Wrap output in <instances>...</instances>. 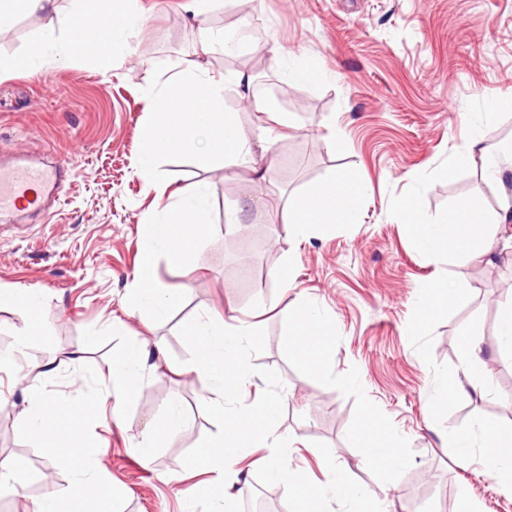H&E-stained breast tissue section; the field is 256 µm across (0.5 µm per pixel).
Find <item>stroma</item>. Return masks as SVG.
Segmentation results:
<instances>
[{"label":"stroma","instance_id":"1","mask_svg":"<svg viewBox=\"0 0 512 512\" xmlns=\"http://www.w3.org/2000/svg\"><path fill=\"white\" fill-rule=\"evenodd\" d=\"M139 4L144 22L133 53L109 77L81 57L0 73V170L18 163L61 169L41 210L0 215V289L19 285L44 300L41 330L21 349L16 340L26 323L0 303V351L18 349L26 374L20 381L0 371V460L24 461L28 473L23 488L0 493V512H31L73 480L23 421L38 393L65 401L105 397L87 434L104 482L123 491L119 512H183L182 491L206 475L183 468L182 457L217 425L202 409L203 380L180 370L189 350L178 329L205 313L254 315L265 330L266 347L252 362L283 382L280 430L296 442L290 468L323 481L321 441L349 462L364 488L389 498L392 512H410L421 498L428 512H455L463 493L484 512H512V499L496 492L484 467L458 468L428 427L437 376L455 374L461 331L470 325L483 334L491 387L448 405L442 418L450 427L477 414L512 420V365L499 359L496 333L500 305L512 298V226L501 225L489 256L450 262L416 247L397 208L412 195L438 221L478 196L491 214L501 213L511 170L499 183L478 164L456 167L451 179L446 170L470 136L512 141V110L496 106L512 89V0H212L200 19L190 0ZM43 26L38 15L0 23V56H22ZM211 30L236 40V48L208 51ZM255 52L265 70L254 73L249 90L232 86L224 95L226 111L255 141L250 162L202 166L191 152L167 153L156 162L155 180L144 179L148 89L175 68L243 72L241 57ZM306 60L327 80H292L293 65ZM268 101L292 113V127L251 111ZM335 135L344 150L332 148ZM347 172L364 187L356 223L289 240V199ZM187 180L207 191L208 224L182 266L158 256L156 284L177 301L165 317L146 322L124 303L149 245L142 226ZM233 205L242 209V227L224 222ZM443 278L464 293L419 327L417 295ZM302 298L316 300L336 322L325 375L308 372V355L287 344L286 309ZM143 340L162 353L150 356L140 394L126 402L104 370L113 354ZM44 364L54 367L52 380L38 375ZM172 403L186 424L161 439L153 463L144 464L137 446ZM370 422L405 440V463L391 479L349 440ZM267 454L254 448L239 463L240 479L260 489L243 496L245 512H257L261 496L275 503L274 512H288L283 486L258 484ZM172 471L180 472L179 483L167 482Z\"/></svg>","mask_w":512,"mask_h":512}]
</instances>
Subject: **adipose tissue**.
<instances>
[{
  "label": "adipose tissue",
  "instance_id": "1",
  "mask_svg": "<svg viewBox=\"0 0 512 512\" xmlns=\"http://www.w3.org/2000/svg\"><path fill=\"white\" fill-rule=\"evenodd\" d=\"M82 11L62 12L57 0H0V21L16 14L39 15L45 20L40 35L25 54V68L41 67L50 50L60 58L87 57L101 74H108L116 58L130 54V41L144 17L137 0H85ZM245 74L234 80L208 73L177 70L168 74L159 89L147 96L151 120L142 129L146 152L140 166L145 178H152L157 155L186 149L198 163L210 165L223 159L231 166L245 162L252 154V142L237 124L234 113L225 111L224 95L229 85L249 83ZM481 160L489 178L500 179L502 165L512 166V144L493 143L481 137L470 140L459 163ZM363 186L355 175L315 184L288 203V235L305 239L315 224H350L359 211ZM400 215L410 225L415 244L424 252H446L449 259H476L491 252L498 242L500 221L488 215L477 200L464 202L449 213L446 222L426 217L412 199L399 205ZM207 224V194L189 184L176 202L166 205L161 218L147 222L144 234L151 249L142 254L134 280L125 295L129 310L146 309L153 316L165 315L174 304L172 295L162 293L155 283L154 246H161L170 264L183 263ZM289 346L309 354L324 350L336 334L335 322L317 303L303 299L288 310ZM148 353L145 347H131L114 357L107 368L122 397L134 399L140 392ZM481 333L469 327L463 336L459 378L441 380L437 401H456L470 394H484L488 380L484 373ZM100 398L62 403L49 397L31 399L25 410L28 428L46 433L56 463L71 470L75 478L64 491L44 495L33 512H107L120 493L106 486L88 458V440L80 431L97 416ZM430 430L439 433L450 448L454 463L463 469L482 461L486 474L498 490L512 498V422L497 424L477 419L465 426L440 427L431 420ZM364 456L386 474L404 458L403 439L390 430L363 428L354 436Z\"/></svg>",
  "mask_w": 512,
  "mask_h": 512
}]
</instances>
